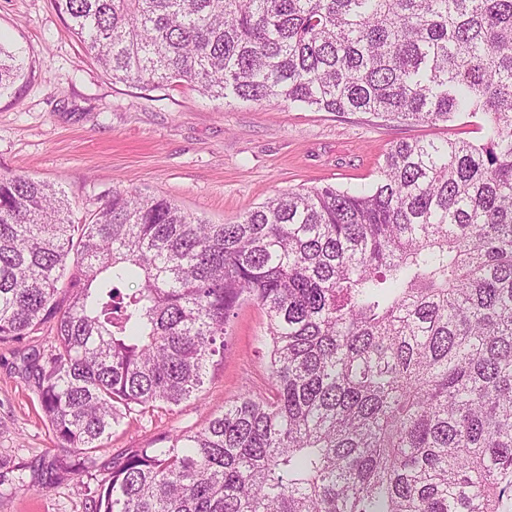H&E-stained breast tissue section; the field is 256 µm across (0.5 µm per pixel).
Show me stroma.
<instances>
[{
    "label": "stroma",
    "mask_w": 512,
    "mask_h": 512,
    "mask_svg": "<svg viewBox=\"0 0 512 512\" xmlns=\"http://www.w3.org/2000/svg\"><path fill=\"white\" fill-rule=\"evenodd\" d=\"M0 43L23 66L21 78L0 93V172L63 190L78 224L113 192L132 188L224 224L288 189L371 185L398 141L483 136L467 118L432 126L277 100L227 106L185 84L141 89L115 82L54 0H0ZM265 327L256 303L238 306L224 356L210 366L202 391L125 419L94 450L96 466L87 473L72 469L78 453L59 450L26 372L29 361L46 359L53 331L45 326L0 342V512H92L90 491L109 479L117 455L169 447L241 393L270 396Z\"/></svg>",
    "instance_id": "1"
}]
</instances>
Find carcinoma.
I'll return each instance as SVG.
<instances>
[{"label": "carcinoma", "mask_w": 512, "mask_h": 512, "mask_svg": "<svg viewBox=\"0 0 512 512\" xmlns=\"http://www.w3.org/2000/svg\"><path fill=\"white\" fill-rule=\"evenodd\" d=\"M55 2L114 81L483 130L232 224L138 190L76 224L0 173V341L54 321L33 377L80 470L201 389L242 301L266 316L272 395L131 450L94 512H512V0ZM20 72L0 44V92Z\"/></svg>", "instance_id": "1"}]
</instances>
